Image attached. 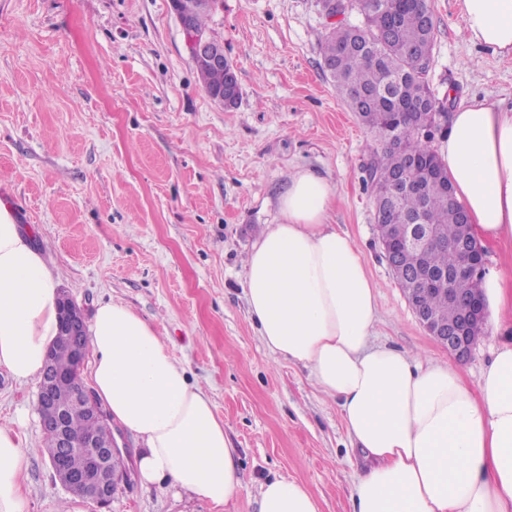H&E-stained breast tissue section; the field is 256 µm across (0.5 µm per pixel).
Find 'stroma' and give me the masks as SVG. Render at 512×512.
Instances as JSON below:
<instances>
[{
	"label": "stroma",
	"mask_w": 512,
	"mask_h": 512,
	"mask_svg": "<svg viewBox=\"0 0 512 512\" xmlns=\"http://www.w3.org/2000/svg\"><path fill=\"white\" fill-rule=\"evenodd\" d=\"M429 82L447 112L477 98L512 108V56L467 41L457 0H431ZM240 86L234 108L198 81L170 0H0V199L54 267L84 318L123 303L155 326L215 404L241 489L225 507L166 485H120L98 508L54 478L38 380L0 367V427L21 425L26 512H260L259 489L298 478L320 512H352L370 461L308 368L272 354L245 300V264L293 174L334 192L330 222L377 285L372 344L475 383L512 323L485 328L455 361L421 325L380 244L369 185L372 139L322 68L317 0H220L209 21Z\"/></svg>",
	"instance_id": "obj_1"
}]
</instances>
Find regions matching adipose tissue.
I'll use <instances>...</instances> for the list:
<instances>
[{
    "mask_svg": "<svg viewBox=\"0 0 512 512\" xmlns=\"http://www.w3.org/2000/svg\"><path fill=\"white\" fill-rule=\"evenodd\" d=\"M467 39L512 55V0H458ZM439 156L483 244L512 240V109L473 99L453 112ZM333 192L301 169L246 260L249 313L267 349L307 366L338 402L373 461L354 484L353 512H512V342L475 383L452 366L421 365L370 345L376 283L358 249L329 222ZM58 277L0 202V367L41 373L59 334ZM89 378L113 420L143 444V483H168L216 506L240 490L235 451L215 407L154 326L129 306L96 307ZM27 450L0 427V512H25L18 479ZM260 512H319L305 483L272 478Z\"/></svg>",
    "mask_w": 512,
    "mask_h": 512,
    "instance_id": "adipose-tissue-1",
    "label": "adipose tissue"
}]
</instances>
